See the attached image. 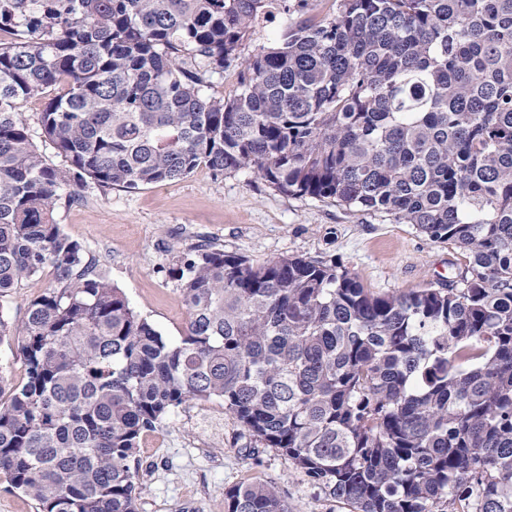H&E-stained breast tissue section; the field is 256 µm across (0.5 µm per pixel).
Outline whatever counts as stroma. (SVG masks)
I'll return each mask as SVG.
<instances>
[{
    "label": "stroma",
    "mask_w": 512,
    "mask_h": 512,
    "mask_svg": "<svg viewBox=\"0 0 512 512\" xmlns=\"http://www.w3.org/2000/svg\"><path fill=\"white\" fill-rule=\"evenodd\" d=\"M54 217L131 307L172 339L182 334L187 311L167 269L179 251L202 240L254 263L336 257L380 294L457 284L466 263L460 249L412 225L286 195L249 171L216 175L201 167L134 191L90 181ZM134 464L143 486L138 512H224L225 492L256 480L272 483L289 512H350L280 452L252 448L217 400L180 407L142 438Z\"/></svg>",
    "instance_id": "stroma-1"
}]
</instances>
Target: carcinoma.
<instances>
[{
	"instance_id": "carcinoma-1",
	"label": "carcinoma",
	"mask_w": 512,
	"mask_h": 512,
	"mask_svg": "<svg viewBox=\"0 0 512 512\" xmlns=\"http://www.w3.org/2000/svg\"><path fill=\"white\" fill-rule=\"evenodd\" d=\"M0 0V296L48 274L0 366V477L40 512H138L140 438L219 399L351 512H512V0ZM298 15L274 46L255 23ZM238 68L239 91L205 96ZM37 151L19 101L49 87ZM205 166L411 224L460 285L378 294L336 259L211 245L168 269L177 339L54 219L71 184ZM224 512H288L242 483ZM287 20L280 16L257 28L255 33L243 43L240 49L241 57L248 58L260 51L262 47H271L276 43L280 33L286 26ZM238 89V68L230 67L223 74H214L207 78L203 92L209 97L227 99L234 96Z\"/></svg>"
}]
</instances>
